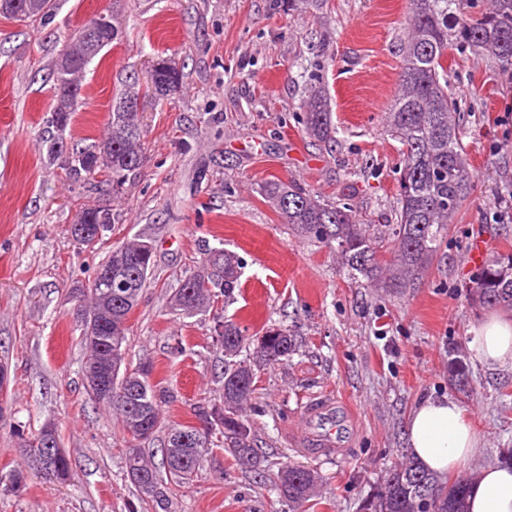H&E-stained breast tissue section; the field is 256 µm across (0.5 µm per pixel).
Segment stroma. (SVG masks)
<instances>
[{
	"instance_id": "1",
	"label": "stroma",
	"mask_w": 512,
	"mask_h": 512,
	"mask_svg": "<svg viewBox=\"0 0 512 512\" xmlns=\"http://www.w3.org/2000/svg\"><path fill=\"white\" fill-rule=\"evenodd\" d=\"M408 0H58L31 27L0 17V364L8 411L0 419V474L22 466L16 430L53 423L73 475L27 472L0 512H152L126 475L121 423L93 403L68 294L135 235L155 264L130 320L126 358L154 364L174 393L168 427L193 422L198 402L222 395L213 312H174L170 295L209 248L245 262L242 288L222 315L246 336L267 327L296 334L299 351L258 373L261 473L218 452L177 491L173 512H288L275 475L289 463L322 477L307 512H359L363 498L407 454L405 427L423 400L449 396L481 437L467 467L512 448V368L488 370L468 350L488 307L475 303L466 253L476 231L489 256L512 252V68L472 50L448 54V87L463 119L473 186L419 287L387 296L352 279L334 252L299 235L267 203L271 180L294 182L325 202L348 203L363 224L393 219L399 144L384 114L396 93ZM111 15L121 35L89 64L82 103L64 134L76 148L102 137L126 80L146 83L154 61L183 73L179 93L144 97L145 161L121 194L94 178L72 184L47 163L55 106L51 68L92 16ZM327 98L334 142L308 138L298 118L313 91ZM111 205L116 222L95 250L68 234L78 203ZM465 370L467 390L456 373ZM335 396L353 431L329 460L301 454L302 408Z\"/></svg>"
}]
</instances>
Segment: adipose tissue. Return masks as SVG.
Segmentation results:
<instances>
[{"label": "adipose tissue", "instance_id": "obj_1", "mask_svg": "<svg viewBox=\"0 0 512 512\" xmlns=\"http://www.w3.org/2000/svg\"><path fill=\"white\" fill-rule=\"evenodd\" d=\"M468 349L487 368L512 366V319L491 314L473 327ZM408 452L428 470H460L476 454L479 435L459 404L448 397L430 399L411 413ZM470 512H512V468L490 465L476 475L468 499Z\"/></svg>", "mask_w": 512, "mask_h": 512}]
</instances>
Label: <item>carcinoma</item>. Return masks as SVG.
<instances>
[{"label":"carcinoma","mask_w":512,"mask_h":512,"mask_svg":"<svg viewBox=\"0 0 512 512\" xmlns=\"http://www.w3.org/2000/svg\"><path fill=\"white\" fill-rule=\"evenodd\" d=\"M23 4L14 20L32 25L52 15L56 0H19ZM474 0H410L407 36L401 47L397 92L385 117L386 129L402 145L396 223L374 230L357 222L345 206L322 202L312 191L294 182L273 180L264 195L284 223L303 236L336 251L349 275L374 288L402 293L414 288L429 272L441 250L449 227L468 198L472 175L463 148V127L457 105L448 91L443 62L452 47L471 48L512 67V0H490V6L475 14ZM98 17L81 27L66 46L51 72L56 106L51 125L56 135L47 141V159L63 156L61 133L80 103V77L99 54L90 50L87 34ZM182 87L175 62L161 59L154 73L155 95L164 99ZM138 89L127 84L112 104L107 137L71 152L65 157L66 175L74 183L101 174L112 184L115 195L137 174L144 161L143 125L134 123L130 103ZM303 132L318 142L335 137L326 100L314 94L304 105ZM112 206L80 205L69 228L73 241L83 247L97 244L99 226H112ZM150 241L138 237L112 250L97 271H112V281H125L100 288L97 279L74 288L69 300L79 305L83 317L80 343L85 351L83 367L107 357L101 339L126 352L128 315L139 304L154 267ZM243 260L224 249H211L198 269L186 276L171 297L174 310L184 314L205 312L219 300L234 299L240 287ZM475 300L487 306L512 309V253H502L482 266L473 282ZM223 327L217 346L224 357L222 398L217 403L200 402L194 407L195 422L170 429L161 464L157 465L136 443L139 424L135 408L109 400L95 403L118 415L133 444L125 452L129 479L139 489L153 512H172V491L191 484L213 449L230 454L237 464L258 470L261 457L256 435L247 419V407L257 391V373L264 366L281 364L297 350L294 334L287 329H269L257 338L251 357L242 356L247 346L243 330L234 321L214 318ZM127 383L142 389L151 427L163 424V406L173 400L171 392L153 382L154 364L140 362L127 367ZM52 465L56 477L67 480L72 471L69 455L56 443ZM25 480L13 470L0 477V489L12 492ZM321 476L304 465L290 464L278 473V490L288 505L296 508L315 495ZM469 479L458 476L446 481L424 470L410 458L389 471L383 485L362 501L361 512H467Z\"/></svg>","instance_id":"cac0c4a2"}]
</instances>
